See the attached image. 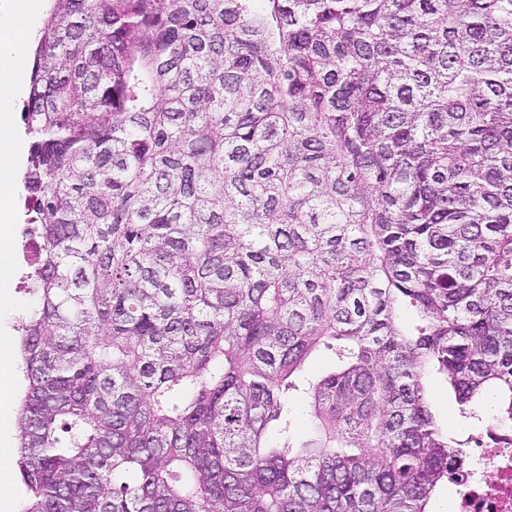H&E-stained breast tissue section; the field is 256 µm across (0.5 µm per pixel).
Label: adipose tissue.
I'll use <instances>...</instances> for the list:
<instances>
[{
  "mask_svg": "<svg viewBox=\"0 0 512 512\" xmlns=\"http://www.w3.org/2000/svg\"><path fill=\"white\" fill-rule=\"evenodd\" d=\"M44 0H0V182L12 181L17 148L11 132L14 101L28 83L27 46Z\"/></svg>",
  "mask_w": 512,
  "mask_h": 512,
  "instance_id": "ef3b65f1",
  "label": "adipose tissue"
}]
</instances>
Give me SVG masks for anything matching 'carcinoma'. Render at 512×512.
Here are the masks:
<instances>
[{
  "label": "carcinoma",
  "mask_w": 512,
  "mask_h": 512,
  "mask_svg": "<svg viewBox=\"0 0 512 512\" xmlns=\"http://www.w3.org/2000/svg\"><path fill=\"white\" fill-rule=\"evenodd\" d=\"M21 118L16 512H429L431 376L512 443V0H50Z\"/></svg>",
  "instance_id": "carcinoma-1"
}]
</instances>
